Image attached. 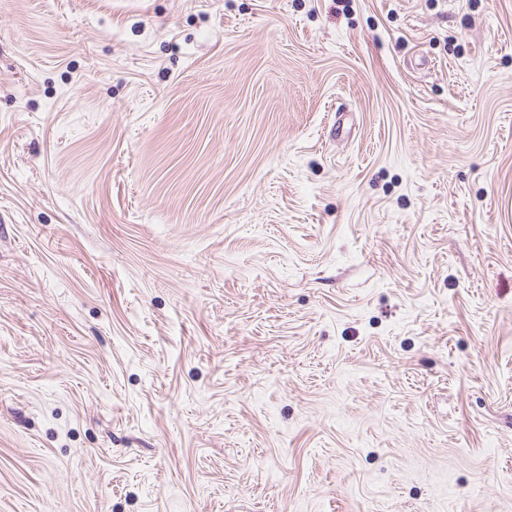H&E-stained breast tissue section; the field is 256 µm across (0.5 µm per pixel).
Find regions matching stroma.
Here are the masks:
<instances>
[{"instance_id":"1","label":"stroma","mask_w":512,"mask_h":512,"mask_svg":"<svg viewBox=\"0 0 512 512\" xmlns=\"http://www.w3.org/2000/svg\"><path fill=\"white\" fill-rule=\"evenodd\" d=\"M0 512H512V0H0Z\"/></svg>"}]
</instances>
